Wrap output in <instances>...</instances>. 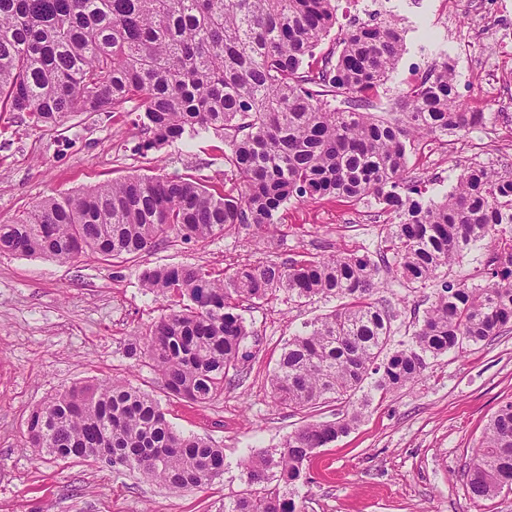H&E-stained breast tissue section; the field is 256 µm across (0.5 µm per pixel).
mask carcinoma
Instances as JSON below:
<instances>
[{
  "instance_id": "1",
  "label": "carcinoma",
  "mask_w": 512,
  "mask_h": 512,
  "mask_svg": "<svg viewBox=\"0 0 512 512\" xmlns=\"http://www.w3.org/2000/svg\"><path fill=\"white\" fill-rule=\"evenodd\" d=\"M336 0H0V112L54 126L69 112H122L141 100L134 123L146 154L185 138L224 137L233 187L202 177L132 175L76 195L47 196L26 216L0 224V254L68 262L91 251L125 261L175 236L206 240L241 226L278 223L291 200L372 196L395 214L387 253L243 264L220 277L201 267L146 268L144 290L178 309L127 356L158 372L169 397L206 404L229 372L253 356L238 313L242 299L332 298L329 314L288 339L270 379L275 402L352 411L311 421L276 451L241 461L244 488L224 512H298L307 464L361 418L365 388L414 381L427 361L512 327V172L470 166L442 200L426 202L408 179L421 134L465 136L485 114L458 103L448 54L399 93V117L370 112L405 52L394 24L362 23L341 49L320 46L336 24ZM490 235L501 255L485 284L443 281L421 322L392 346L399 313L379 304L382 272L425 284ZM26 447L60 460L112 453V468L170 489L208 485L224 473V450L173 429L152 395L114 378L75 384L36 407ZM475 503L512 488V400L491 416L463 470Z\"/></svg>"
}]
</instances>
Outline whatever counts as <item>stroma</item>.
Listing matches in <instances>:
<instances>
[{
  "instance_id": "stroma-1",
  "label": "stroma",
  "mask_w": 512,
  "mask_h": 512,
  "mask_svg": "<svg viewBox=\"0 0 512 512\" xmlns=\"http://www.w3.org/2000/svg\"><path fill=\"white\" fill-rule=\"evenodd\" d=\"M478 0H423L420 13L399 6L393 21L406 31V50L374 109L393 111V98L429 69L423 55L434 34L454 63L461 102L484 112L469 135L427 138L410 154L408 172L424 198L440 199L471 165L512 171V51L474 25ZM143 138L125 112H71L47 128L24 112H0V224L19 218L41 198L131 175L209 177L224 181V142L207 135L192 145L136 153ZM275 232L253 227L202 242L166 241L114 265L94 254L62 263L0 254V512H221L242 489L241 460L253 450L280 448L298 427L332 420L342 405L296 411L275 405L269 376L283 345L334 301L286 294L241 302L253 354L241 375L206 404L162 395L157 374L128 358L131 337L148 333L166 314L163 301L140 284L143 269L189 265L218 273L258 261L359 253L378 257L394 220L371 198L339 203L291 201ZM382 299L400 313L397 339L410 336L434 298L435 284L410 288L387 279ZM158 396L178 431L224 451L213 483L175 491L92 460L36 456L25 446L30 411L58 390L112 376ZM512 400V330L492 340L429 359L422 376L389 391H371L361 421L309 464L310 483L297 485L301 512H512V492L475 504L461 473L487 421Z\"/></svg>"
}]
</instances>
